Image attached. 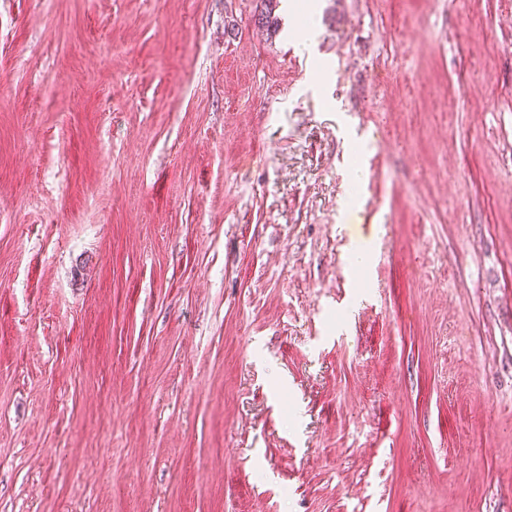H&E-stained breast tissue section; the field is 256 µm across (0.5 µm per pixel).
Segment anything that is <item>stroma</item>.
Instances as JSON below:
<instances>
[{
  "label": "stroma",
  "instance_id": "stroma-1",
  "mask_svg": "<svg viewBox=\"0 0 512 512\" xmlns=\"http://www.w3.org/2000/svg\"><path fill=\"white\" fill-rule=\"evenodd\" d=\"M0 512H512V0H0Z\"/></svg>",
  "mask_w": 512,
  "mask_h": 512
}]
</instances>
